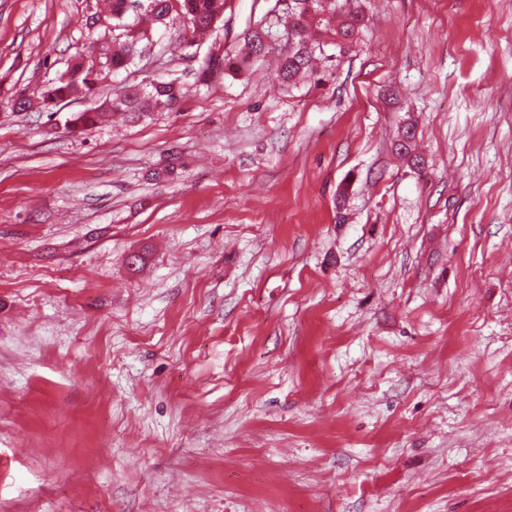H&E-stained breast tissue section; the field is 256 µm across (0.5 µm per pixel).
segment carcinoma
<instances>
[{"label":"carcinoma","instance_id":"carcinoma-1","mask_svg":"<svg viewBox=\"0 0 512 512\" xmlns=\"http://www.w3.org/2000/svg\"><path fill=\"white\" fill-rule=\"evenodd\" d=\"M146 2V9L154 23L166 24V19L175 11L183 16L194 37L206 34L224 21V13L229 5V0ZM330 6L336 15L334 23L324 15V0H293V5L288 7L284 16L283 35L291 48L279 60L277 79L281 85L291 87L303 78H312L316 83L324 81V78L317 76L312 66L316 54H324L325 48L331 46L335 52L327 55V59L339 63L356 43L365 27V14L358 0H331ZM127 12L128 0H112L110 19L116 34L110 43L102 46L98 59L90 64L86 63L81 54L70 59L66 69L44 87L36 101L27 89L17 90L13 99L17 111L47 109L57 101L95 89L104 75L126 70L134 60L139 43L148 38L147 31L143 29L135 36L129 35L133 25L126 21ZM263 35L262 31L249 34L248 51L244 54L232 56L226 53L205 58L200 66L198 82L205 85L217 77L236 76L247 71L254 60L265 56ZM182 97V86L164 77L144 84L121 85L93 110L72 114L65 121V126L75 132L96 124L101 115L107 112H124L134 120H142L156 112L174 109ZM396 151L415 168L422 163V158L415 153V122L411 117L407 118L402 127Z\"/></svg>","mask_w":512,"mask_h":512}]
</instances>
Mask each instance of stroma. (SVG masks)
Segmentation results:
<instances>
[{
  "mask_svg": "<svg viewBox=\"0 0 512 512\" xmlns=\"http://www.w3.org/2000/svg\"><path fill=\"white\" fill-rule=\"evenodd\" d=\"M360 4L318 85L276 79L288 0H231L56 116L0 106V512H512V0ZM102 11L0 0V98ZM160 74L173 111L66 129ZM265 34L263 30L249 34L247 38L248 51L244 54L232 56L229 53H223L221 56L205 58L200 66L198 82L205 85L217 77L236 76L247 71L254 60L265 56L266 51L263 50L264 40L262 37ZM415 127L414 119L408 117L397 140L396 151L399 156L407 159L413 167L418 168L422 163V158L415 153ZM403 139L406 142H403Z\"/></svg>",
  "mask_w": 512,
  "mask_h": 512,
  "instance_id": "1",
  "label": "stroma"
}]
</instances>
